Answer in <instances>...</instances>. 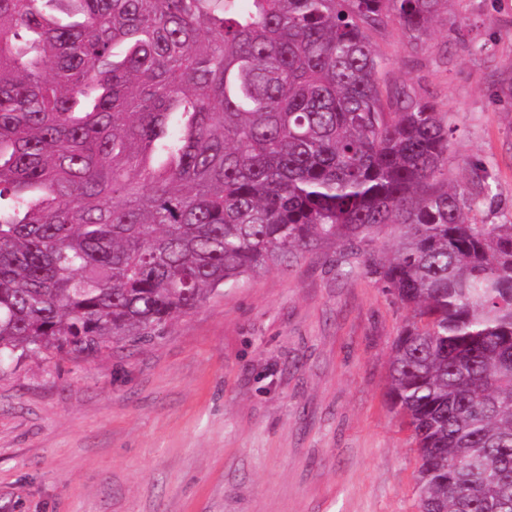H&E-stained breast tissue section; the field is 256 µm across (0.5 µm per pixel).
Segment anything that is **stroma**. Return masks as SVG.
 I'll return each instance as SVG.
<instances>
[{"mask_svg":"<svg viewBox=\"0 0 512 512\" xmlns=\"http://www.w3.org/2000/svg\"><path fill=\"white\" fill-rule=\"evenodd\" d=\"M386 81L456 129L448 180L512 219V0H450L428 36L372 31ZM411 312L320 247L225 289L145 344L28 356L0 373V512H418L391 411Z\"/></svg>","mask_w":512,"mask_h":512,"instance_id":"obj_1","label":"stroma"}]
</instances>
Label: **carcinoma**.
Returning <instances> with one entry per match:
<instances>
[{
    "label": "carcinoma",
    "mask_w": 512,
    "mask_h": 512,
    "mask_svg": "<svg viewBox=\"0 0 512 512\" xmlns=\"http://www.w3.org/2000/svg\"><path fill=\"white\" fill-rule=\"evenodd\" d=\"M448 2L0 0V365L343 247L412 312L388 395L420 512H512V222L469 219L455 128L367 35Z\"/></svg>",
    "instance_id": "obj_1"
}]
</instances>
